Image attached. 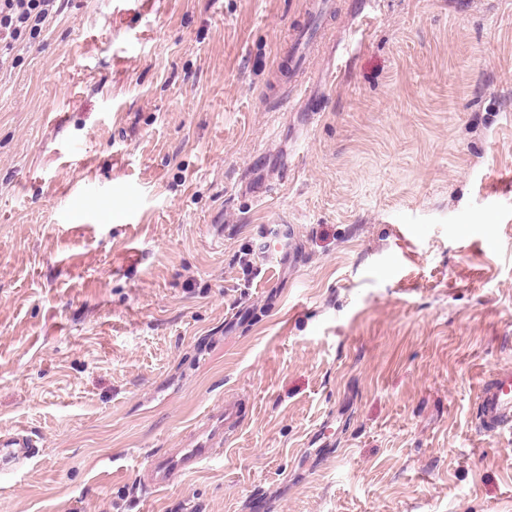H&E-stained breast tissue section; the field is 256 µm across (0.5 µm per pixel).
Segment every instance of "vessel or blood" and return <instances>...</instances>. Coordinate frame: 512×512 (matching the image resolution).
<instances>
[{
    "label": "vessel or blood",
    "mask_w": 512,
    "mask_h": 512,
    "mask_svg": "<svg viewBox=\"0 0 512 512\" xmlns=\"http://www.w3.org/2000/svg\"><path fill=\"white\" fill-rule=\"evenodd\" d=\"M335 4L333 0H307L302 22L289 34L290 77L283 94L302 91L308 63L318 52L325 25ZM477 405L483 432L494 433L512 425V371H503L479 388ZM243 398L225 401L219 411L207 414L194 426L179 447L153 456L136 471L139 485L148 491L167 487L177 477L195 473L214 461L221 448L229 446L245 421ZM38 453L28 431L17 428L0 431V476L19 472Z\"/></svg>",
    "instance_id": "1"
}]
</instances>
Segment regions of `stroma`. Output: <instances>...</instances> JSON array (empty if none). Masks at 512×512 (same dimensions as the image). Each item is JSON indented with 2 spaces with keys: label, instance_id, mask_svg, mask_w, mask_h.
Segmentation results:
<instances>
[{
  "label": "stroma",
  "instance_id": "obj_1",
  "mask_svg": "<svg viewBox=\"0 0 512 512\" xmlns=\"http://www.w3.org/2000/svg\"><path fill=\"white\" fill-rule=\"evenodd\" d=\"M303 3L61 0L0 66V512H512V0H340L280 104ZM477 405L481 428L496 433L512 425V371H503L485 380L479 388ZM243 398L225 400L218 412L208 413L182 439L180 448L153 456L136 470L138 484L148 491L167 487L177 477L195 473L214 461L222 446L228 447L245 421ZM36 442L24 429L0 431V476L18 473L38 454Z\"/></svg>",
  "mask_w": 512,
  "mask_h": 512
}]
</instances>
